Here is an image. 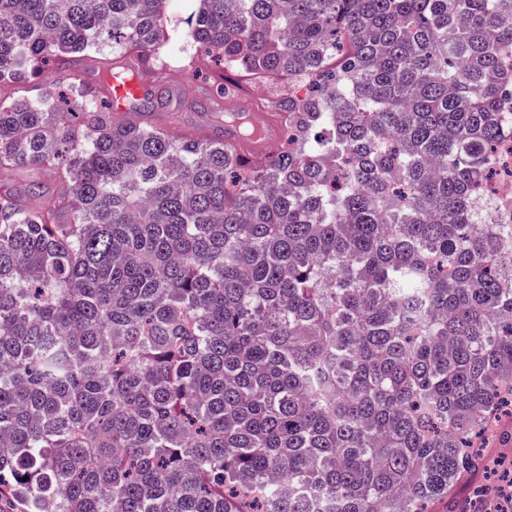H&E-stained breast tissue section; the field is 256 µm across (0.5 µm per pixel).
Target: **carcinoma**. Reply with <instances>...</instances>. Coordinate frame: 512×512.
Here are the masks:
<instances>
[{"label": "carcinoma", "instance_id": "1", "mask_svg": "<svg viewBox=\"0 0 512 512\" xmlns=\"http://www.w3.org/2000/svg\"><path fill=\"white\" fill-rule=\"evenodd\" d=\"M0 0V82L175 38L286 77L288 147L0 99V488L23 512H427L512 402V0ZM78 110L81 122L68 121ZM496 489L454 501L490 512ZM32 183L43 185V200L53 199L56 196L55 182L42 170H12L0 173V189H11L15 192L23 191ZM486 192L478 195L477 201L479 210H484L486 202L490 197H506L508 198V206L504 210H499L494 214L499 224L512 223V188L510 178L506 181L493 182L486 188Z\"/></svg>", "mask_w": 512, "mask_h": 512}]
</instances>
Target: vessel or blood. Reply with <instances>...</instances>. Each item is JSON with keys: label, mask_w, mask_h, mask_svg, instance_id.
<instances>
[{"label": "vessel or blood", "mask_w": 512, "mask_h": 512, "mask_svg": "<svg viewBox=\"0 0 512 512\" xmlns=\"http://www.w3.org/2000/svg\"><path fill=\"white\" fill-rule=\"evenodd\" d=\"M166 79V74L161 71L147 77L136 71L131 78L123 82H109L107 95L113 111L123 114L132 113L135 101L144 96L153 84L165 82ZM224 109L228 112L244 113L255 129L254 136L248 139L245 138L238 124H225V143L240 148L243 153L258 157L269 154L272 146L281 136V127L277 118L268 113L260 102L243 97L241 90L237 88L226 93Z\"/></svg>", "instance_id": "1"}]
</instances>
